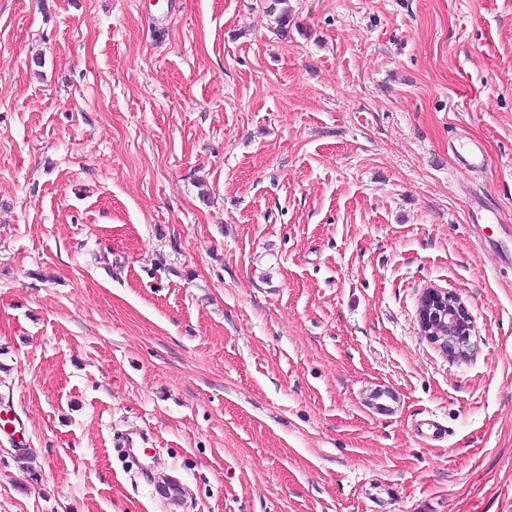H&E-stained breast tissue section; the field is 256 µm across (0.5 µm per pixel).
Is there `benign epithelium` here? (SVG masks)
<instances>
[{"mask_svg": "<svg viewBox=\"0 0 512 512\" xmlns=\"http://www.w3.org/2000/svg\"><path fill=\"white\" fill-rule=\"evenodd\" d=\"M429 304L427 317L438 319L448 328V335L440 336L419 324V330L434 347L450 359L469 355L472 319L459 297L446 289L427 288L424 291Z\"/></svg>", "mask_w": 512, "mask_h": 512, "instance_id": "1", "label": "benign epithelium"}]
</instances>
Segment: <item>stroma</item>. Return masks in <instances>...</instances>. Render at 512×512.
<instances>
[{
	"label": "stroma",
	"mask_w": 512,
	"mask_h": 512,
	"mask_svg": "<svg viewBox=\"0 0 512 512\" xmlns=\"http://www.w3.org/2000/svg\"><path fill=\"white\" fill-rule=\"evenodd\" d=\"M272 5L0 0V512H512V0ZM462 150L458 155V162L463 171L477 173L484 168L486 156L481 143L463 145ZM469 220L471 224H493L496 227V233L512 237V226L502 224L503 217L500 205L493 199L488 198L482 193H475L471 205ZM423 294L428 298L427 302L431 307L427 310V325L431 326L429 322L430 317L433 321L435 318H438V321L448 328V336H440L428 329L426 332V326L420 322L418 315L421 335L443 355L448 356V358L454 360L461 357L467 358L470 354V336L473 325L471 316L459 297L447 289L433 287L425 289ZM446 305L447 309L441 313L438 309L441 310Z\"/></svg>",
	"instance_id": "obj_1"
}]
</instances>
